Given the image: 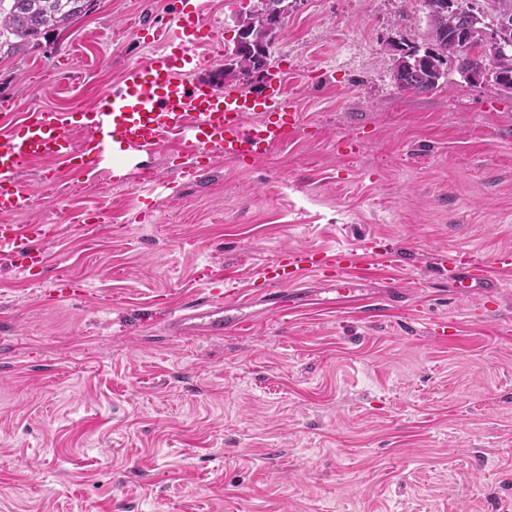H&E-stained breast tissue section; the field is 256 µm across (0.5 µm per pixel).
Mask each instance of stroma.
Instances as JSON below:
<instances>
[{"mask_svg":"<svg viewBox=\"0 0 512 512\" xmlns=\"http://www.w3.org/2000/svg\"><path fill=\"white\" fill-rule=\"evenodd\" d=\"M191 3L231 50L247 0H99L0 56V113L91 104ZM426 30L418 0H293L269 89L301 125L266 155L197 182H171L176 141L130 152L122 186L25 173L12 221L49 233L37 273L0 256V512H512V270L489 310L441 264L512 253V93L454 72L400 90ZM145 174L171 186L140 221ZM297 248L399 259L355 272L352 303L311 276L270 311L262 266ZM206 274L252 294L238 330L169 335ZM73 279L86 297H47Z\"/></svg>","mask_w":512,"mask_h":512,"instance_id":"1","label":"stroma"}]
</instances>
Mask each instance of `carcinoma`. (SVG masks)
<instances>
[{
    "label": "carcinoma",
    "mask_w": 512,
    "mask_h": 512,
    "mask_svg": "<svg viewBox=\"0 0 512 512\" xmlns=\"http://www.w3.org/2000/svg\"><path fill=\"white\" fill-rule=\"evenodd\" d=\"M90 0H0V52L8 54L35 43L50 31L65 29L73 20L87 15ZM435 5L427 14L429 46L405 52L417 57L399 89L425 94L447 79V67L460 73L475 65L463 45L473 44V26L491 8L493 0H422Z\"/></svg>",
    "instance_id": "obj_1"
}]
</instances>
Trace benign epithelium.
Here are the masks:
<instances>
[{
    "label": "benign epithelium",
    "instance_id": "7a95c632",
    "mask_svg": "<svg viewBox=\"0 0 512 512\" xmlns=\"http://www.w3.org/2000/svg\"><path fill=\"white\" fill-rule=\"evenodd\" d=\"M250 9L236 19L237 36L230 54L224 63L211 70L207 79L215 86L229 83L251 85L269 78L268 66L261 68L246 64H235L243 48L261 46L262 37L272 35L280 29L290 10L288 0H280L277 7H272L270 0H251ZM483 29L482 40L473 45L472 52L478 59V65L461 73L464 82L473 85L492 83L497 88H508V84L498 82L495 76L512 67V47L505 43V35L500 32L501 20L498 13L492 11L480 19Z\"/></svg>",
    "mask_w": 512,
    "mask_h": 512
}]
</instances>
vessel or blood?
<instances>
[{"instance_id":"1","label":"vessel or blood","mask_w":512,"mask_h":512,"mask_svg":"<svg viewBox=\"0 0 512 512\" xmlns=\"http://www.w3.org/2000/svg\"><path fill=\"white\" fill-rule=\"evenodd\" d=\"M145 40L152 47L150 57L128 64L118 85L100 93L79 115L52 109L23 112L0 132L1 256L22 258L29 268L44 261L36 246L44 235L42 226L23 227L11 221L35 202L23 174L36 161H59L71 178L80 181L97 178L107 164L113 183L120 184L128 178L122 167L124 152L157 148L179 135L185 150L174 176L195 179L203 173L202 156L254 157L298 126L299 114L283 95L240 90L219 94L207 81L190 80L200 51L214 57L222 53L216 29L203 23L199 9L176 12L167 26L147 32ZM77 126L86 133L80 142L73 136ZM357 260L352 250L283 251L261 270L268 288L266 302L279 308L277 286L300 281L309 273L331 282L337 298L347 297L353 291L348 272ZM448 285L456 295H478L492 304L502 288L484 264L464 259L449 260ZM243 309V303L224 300L222 291L214 289L201 301L170 309L166 328L174 336L221 339L240 325Z\"/></svg>"}]
</instances>
